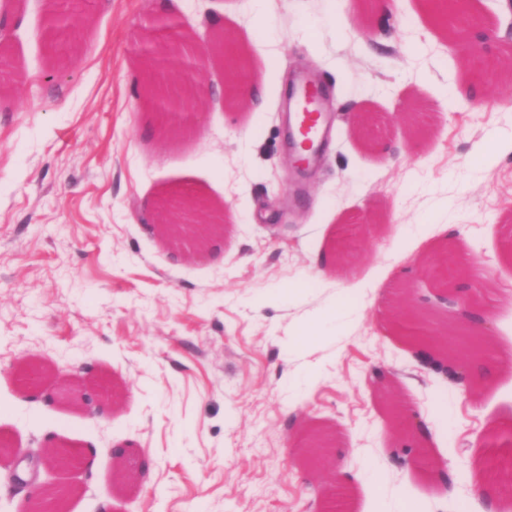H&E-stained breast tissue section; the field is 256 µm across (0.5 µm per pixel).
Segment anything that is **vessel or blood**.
I'll use <instances>...</instances> for the list:
<instances>
[{"label":"vessel or blood","mask_w":512,"mask_h":512,"mask_svg":"<svg viewBox=\"0 0 512 512\" xmlns=\"http://www.w3.org/2000/svg\"><path fill=\"white\" fill-rule=\"evenodd\" d=\"M295 141H309L311 151H318L332 123L326 106L325 84L312 71L301 73L288 104Z\"/></svg>","instance_id":"vessel-or-blood-1"}]
</instances>
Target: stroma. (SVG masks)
Returning a JSON list of instances; mask_svg holds the SVG:
<instances>
[{
	"label": "stroma",
	"instance_id": "obj_1",
	"mask_svg": "<svg viewBox=\"0 0 512 512\" xmlns=\"http://www.w3.org/2000/svg\"><path fill=\"white\" fill-rule=\"evenodd\" d=\"M353 2L265 0L255 25L247 0H172L199 42L223 28L269 90L262 111L213 104L175 137L138 106L152 0H105L63 61L46 0L0 7L17 74L0 82V512H28L39 487L70 489L66 512H327L336 487L346 512H512L476 485L512 421V153L479 159L512 132V0L470 2L493 35L480 76L424 0L385 18ZM303 68L329 88L334 128L298 194L281 94ZM178 189L224 206L192 260L151 226ZM346 225L360 244L342 259ZM443 247L490 312L492 385L447 381L382 328L414 305L459 339L463 306L423 271ZM33 362L51 371L36 393ZM57 372L85 384L57 394ZM388 394L427 437L393 428ZM312 428L330 435L318 469L301 461ZM51 441L93 451L92 468H46ZM419 446L450 483L419 468Z\"/></svg>",
	"mask_w": 512,
	"mask_h": 512
}]
</instances>
